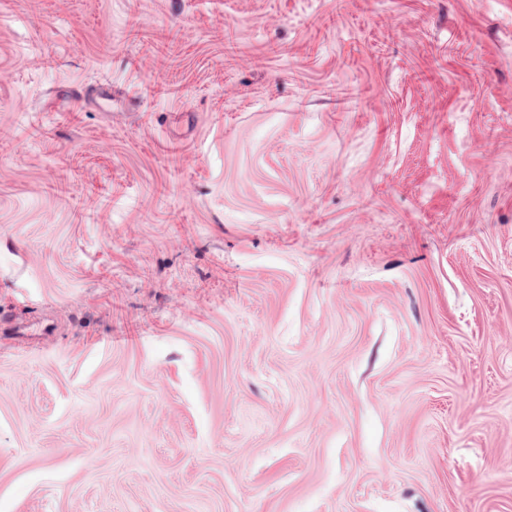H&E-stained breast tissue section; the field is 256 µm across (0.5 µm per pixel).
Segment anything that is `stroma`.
I'll list each match as a JSON object with an SVG mask.
<instances>
[{
	"mask_svg": "<svg viewBox=\"0 0 512 512\" xmlns=\"http://www.w3.org/2000/svg\"><path fill=\"white\" fill-rule=\"evenodd\" d=\"M0 512H512V0H0Z\"/></svg>",
	"mask_w": 512,
	"mask_h": 512,
	"instance_id": "obj_1",
	"label": "stroma"
}]
</instances>
